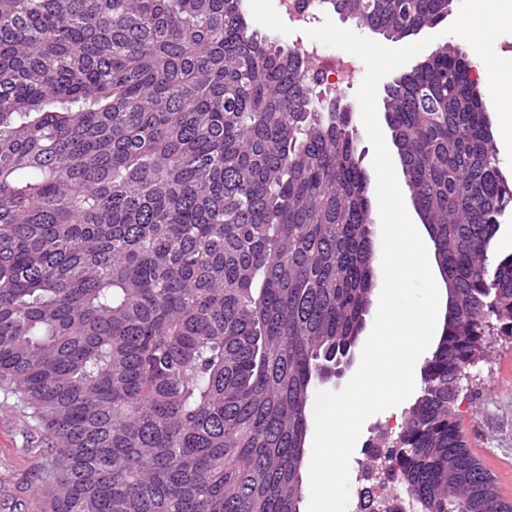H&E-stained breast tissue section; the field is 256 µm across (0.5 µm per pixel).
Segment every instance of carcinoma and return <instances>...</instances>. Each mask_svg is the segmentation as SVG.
Masks as SVG:
<instances>
[{
  "label": "carcinoma",
  "mask_w": 512,
  "mask_h": 512,
  "mask_svg": "<svg viewBox=\"0 0 512 512\" xmlns=\"http://www.w3.org/2000/svg\"><path fill=\"white\" fill-rule=\"evenodd\" d=\"M376 34L451 0H323ZM469 63L384 91L447 290L390 449L422 512H512L457 414L512 336V211ZM244 0H0V379L44 432V512H300L320 373L375 249L354 113Z\"/></svg>",
  "instance_id": "1"
}]
</instances>
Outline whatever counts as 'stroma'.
<instances>
[{"mask_svg":"<svg viewBox=\"0 0 512 512\" xmlns=\"http://www.w3.org/2000/svg\"><path fill=\"white\" fill-rule=\"evenodd\" d=\"M252 28L283 47L308 44L302 28L278 8V0H245ZM469 390L460 406L468 446L492 473L501 495L512 501V339L468 370ZM31 410L21 395L0 383V512H41L46 455Z\"/></svg>","mask_w":512,"mask_h":512,"instance_id":"obj_1","label":"stroma"}]
</instances>
